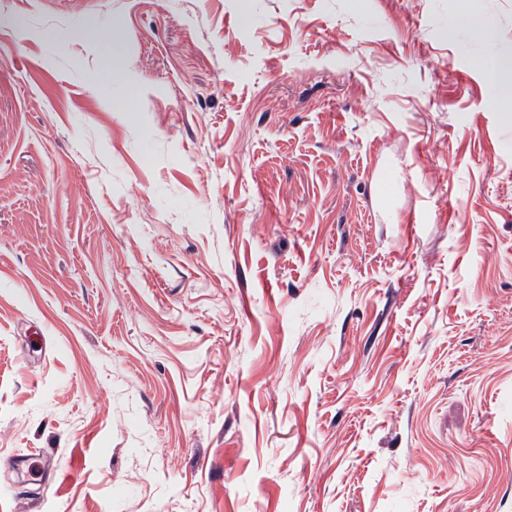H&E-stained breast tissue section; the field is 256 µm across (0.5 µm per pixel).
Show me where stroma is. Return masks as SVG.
I'll use <instances>...</instances> for the list:
<instances>
[{
    "label": "stroma",
    "instance_id": "1",
    "mask_svg": "<svg viewBox=\"0 0 512 512\" xmlns=\"http://www.w3.org/2000/svg\"><path fill=\"white\" fill-rule=\"evenodd\" d=\"M0 512H512V0H0Z\"/></svg>",
    "mask_w": 512,
    "mask_h": 512
}]
</instances>
